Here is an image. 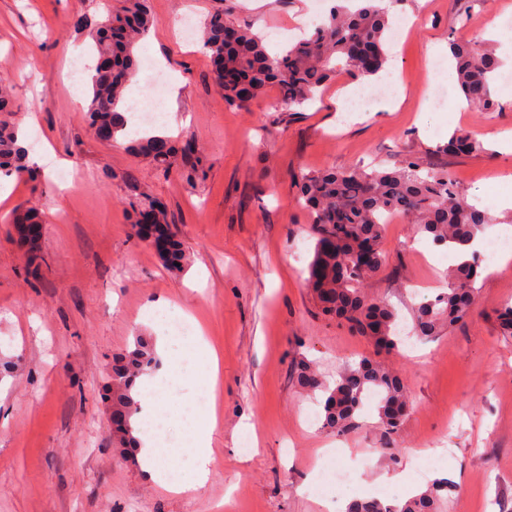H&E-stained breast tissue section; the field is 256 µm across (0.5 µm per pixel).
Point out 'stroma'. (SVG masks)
<instances>
[{
    "instance_id": "35a3bbf8",
    "label": "stroma",
    "mask_w": 512,
    "mask_h": 512,
    "mask_svg": "<svg viewBox=\"0 0 512 512\" xmlns=\"http://www.w3.org/2000/svg\"><path fill=\"white\" fill-rule=\"evenodd\" d=\"M214 0H150L157 25L137 47L140 71L164 61L177 82L160 98L131 90L142 110L161 109L180 125L171 142H193L207 177L188 185L176 157L163 171L125 142L91 132L75 103L68 68L92 39L77 27L98 17V0H0V80L12 85L9 121L22 126L36 174L10 178L0 214L30 205L47 215L35 246L0 222V512H332L329 481L337 442L351 449L355 497H372L383 475L414 476L416 489L447 477L458 491L447 512H512V338L497 314L512 305V260L484 268L474 309L449 331L388 352L322 315L303 284L313 256L309 216L297 202V171L392 164L412 153L434 160L455 132L483 151L448 157L468 201L492 205L512 191V43L497 42L502 81L495 111L469 106L424 110L426 86L447 91L432 48L458 34L492 38L512 0H405L392 19L403 26L388 41L387 73L405 97L393 112L337 104L355 85L337 73L301 111H275L276 89L248 109L226 106L210 80L200 43L184 44L175 22L202 24ZM237 22L270 36L272 49L300 35L312 0H233ZM74 177L59 186L54 165ZM161 200L189 255L170 268L138 235L129 205L133 188ZM388 264L366 291L397 309L438 287L454 262L408 222L386 225ZM202 322L219 350L222 392L212 438L210 482L176 495L153 479L142 458L113 439L107 373L114 356L138 337L157 341L167 312ZM368 357L399 372L412 405L396 437L397 460L382 452L375 408L337 438L308 423L316 397L296 365L309 360L334 381L343 363ZM447 450L445 466L415 477L426 451Z\"/></svg>"
}]
</instances>
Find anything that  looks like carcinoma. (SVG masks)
Returning a JSON list of instances; mask_svg holds the SVG:
<instances>
[{
    "label": "carcinoma",
    "mask_w": 512,
    "mask_h": 512,
    "mask_svg": "<svg viewBox=\"0 0 512 512\" xmlns=\"http://www.w3.org/2000/svg\"><path fill=\"white\" fill-rule=\"evenodd\" d=\"M118 10L105 8L103 16L87 22L93 28V95L86 107L89 126L103 141H116L126 128L122 107L130 77L136 72L137 43L155 27L157 18L148 0H122ZM381 0H359L349 9L340 4L313 31L271 55L260 33L238 24L224 8L223 0L212 8L203 23L201 42L210 61L222 63L211 72L224 103L246 108L271 85L278 91L282 112H298L312 101L319 89L342 70L355 81H363L385 69L386 33L390 28V8ZM455 62L458 90L473 106L485 111L497 107L491 83L500 66L491 43L477 44L466 38L449 42ZM129 149L169 170L173 149L161 136H144L130 142ZM483 150L477 139L456 132L436 148L440 156ZM184 157H195L187 180L205 178L201 157L195 156L191 142L183 144ZM26 154L20 145L17 126L0 121V172L20 175L26 170ZM301 205L308 212L316 237L314 256L307 282L322 312L343 321L355 335L364 336L384 349L401 343L398 312L382 298L368 296L364 283L387 265L382 237L387 219L398 214L416 226L436 246L463 251L498 218L469 203L448 174V166L426 162L413 154L392 166H349L342 170L323 169L296 176ZM149 209L152 223H171L164 204L149 196L137 198L136 210ZM170 267L185 260L181 242L170 240L161 252ZM477 257L456 263L445 275V287L433 297H425L412 308L414 334L435 336L453 328L470 314L475 301L474 284L480 274ZM158 358L145 339L113 358L109 373L112 382V415L121 431L120 443L137 445L133 419L140 407L131 395L136 378L155 369ZM298 380L322 396L321 428L345 435L358 427L365 395L377 397V427L386 451L393 454L407 406L406 387L399 375L369 358L349 363L332 385L323 383L308 365L297 368ZM457 485L448 479L433 481L423 491L403 502L388 505L380 500L355 499L347 512H441Z\"/></svg>",
    "instance_id": "carcinoma-1"
}]
</instances>
